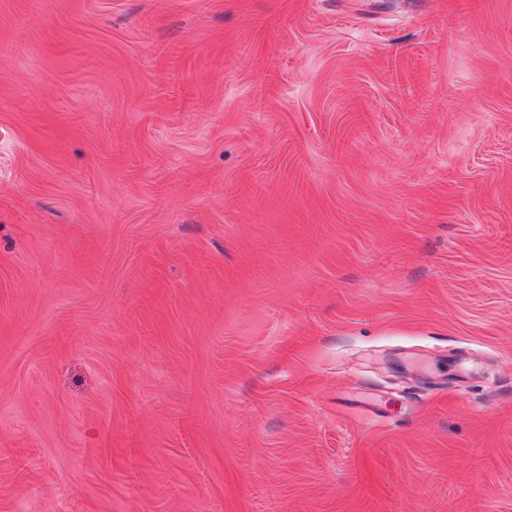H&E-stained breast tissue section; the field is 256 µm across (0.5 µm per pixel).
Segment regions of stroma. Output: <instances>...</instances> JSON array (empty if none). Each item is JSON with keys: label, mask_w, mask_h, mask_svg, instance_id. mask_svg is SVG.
Returning a JSON list of instances; mask_svg holds the SVG:
<instances>
[{"label": "stroma", "mask_w": 512, "mask_h": 512, "mask_svg": "<svg viewBox=\"0 0 512 512\" xmlns=\"http://www.w3.org/2000/svg\"><path fill=\"white\" fill-rule=\"evenodd\" d=\"M0 512H512V0H0Z\"/></svg>", "instance_id": "1"}]
</instances>
